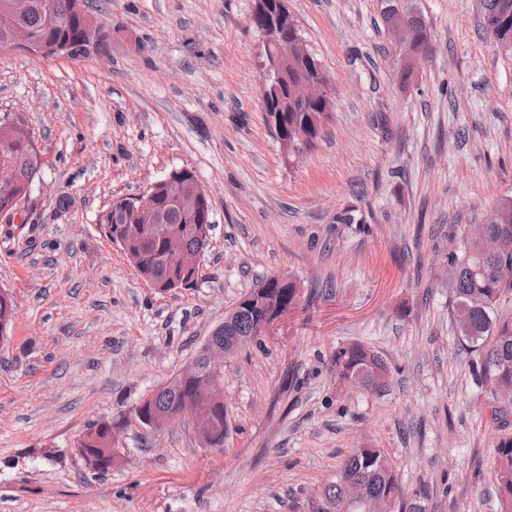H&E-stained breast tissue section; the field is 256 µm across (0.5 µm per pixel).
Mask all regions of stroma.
Returning a JSON list of instances; mask_svg holds the SVG:
<instances>
[{"mask_svg":"<svg viewBox=\"0 0 512 512\" xmlns=\"http://www.w3.org/2000/svg\"><path fill=\"white\" fill-rule=\"evenodd\" d=\"M255 3L86 0L105 56L0 50V116L21 115L45 160L29 222L0 223L17 312L0 347V512H310L362 445L426 512H498L512 404L456 345L449 256L512 197V53L479 0H413L431 52L405 86L381 0H286L331 98L315 144L288 158L264 120ZM182 168L214 230L195 287L161 293L97 217ZM276 275L303 298L226 359L223 447L188 421L142 428L140 396ZM352 341L386 361L382 393L332 372ZM102 419L124 421L127 452L97 475L76 448Z\"/></svg>","mask_w":512,"mask_h":512,"instance_id":"35a3bbf8","label":"stroma"}]
</instances>
